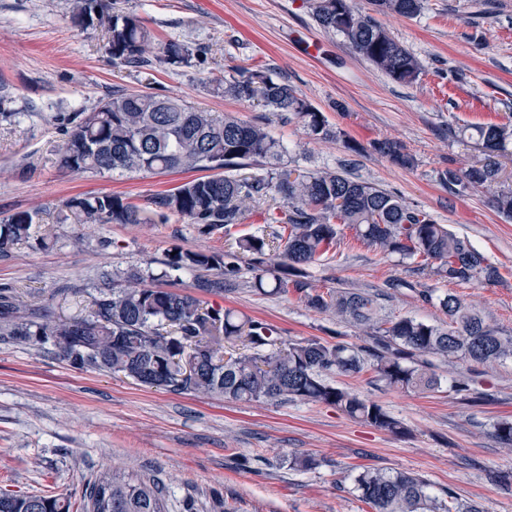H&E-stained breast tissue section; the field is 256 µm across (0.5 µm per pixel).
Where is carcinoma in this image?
I'll list each match as a JSON object with an SVG mask.
<instances>
[{"mask_svg":"<svg viewBox=\"0 0 512 512\" xmlns=\"http://www.w3.org/2000/svg\"><path fill=\"white\" fill-rule=\"evenodd\" d=\"M374 11L415 17L423 0H369ZM312 16L326 32L344 37L349 46L396 83L412 84L422 74L420 61L354 0H310ZM73 19L106 34L103 46L114 67L143 69L152 34L134 14L115 10L113 0H75ZM188 45L170 40L157 60L189 67ZM224 95L257 100L281 120H296L315 141L338 137L323 112L288 83L266 70L245 66L217 82ZM0 85V123L20 116ZM455 136L481 146L484 158L465 168H449L440 181L453 195L492 188L500 183L496 157L512 152V124H479ZM376 154L408 168L413 157L391 139L372 144ZM59 165L73 174L130 176L140 173L200 172L196 177L151 200L152 210L118 195L87 193L62 203L60 220L80 224H143L155 215L175 214L197 226L202 235L229 232L250 208L279 197L286 210L270 214L269 236L241 235L226 251L176 250L167 255L166 270L212 271L196 287L210 294L224 292V282L249 258L253 287L264 294L293 290L321 313L356 326L367 344L355 347L336 335L285 342L267 322L238 315L221 306H205L178 289L150 286L157 279L148 270L126 272L123 283L106 274L91 295L84 317L41 321L35 310L11 288H0V338L18 344L51 345L76 369L123 375L148 388L178 394L222 396L253 403L301 399L332 405L352 419L396 434L401 422L379 404L332 385L330 374L355 375L369 366L390 388L431 392L440 387L434 360H461L479 367L512 360V334L501 331L460 296H433L402 278L381 290L332 288L318 291L305 280V266L340 243L344 230L387 256L410 260L418 275H432L452 284H490L498 267L424 209L373 183L328 170L279 168L283 148L260 122L233 116L219 120L185 100L145 90L116 88L89 112H80L57 144ZM268 164L264 174L238 171ZM496 210L512 220V187L493 195ZM37 212L23 211L0 221V259L31 239ZM403 288L418 291L438 307L445 320L429 323L415 317L380 315V300ZM494 438L512 449V421L494 424ZM360 498L374 512H483L474 501L462 503L453 492L438 498L428 484L404 471L366 468L355 476ZM86 512H165L163 490L138 474L102 472L83 489ZM71 496L1 493L0 512H71Z\"/></svg>","mask_w":512,"mask_h":512,"instance_id":"carcinoma-1","label":"carcinoma"}]
</instances>
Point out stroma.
<instances>
[{"label":"stroma","instance_id":"1","mask_svg":"<svg viewBox=\"0 0 512 512\" xmlns=\"http://www.w3.org/2000/svg\"><path fill=\"white\" fill-rule=\"evenodd\" d=\"M162 41L203 46L194 66L164 64L135 72L107 60L102 31L72 19L71 0H0V83L20 113L0 126V219L38 211L36 238L0 260V288L15 289L37 314L66 319L84 314L102 271L160 273L174 248L224 251L229 239L272 232L276 201L247 212L230 235H200L179 216L151 224H60L66 199L119 194L139 205L188 181V174L112 177L72 174L59 167L58 117L91 109L113 88L158 91L244 122L264 118L282 142L289 166L345 171L433 213L470 240L502 276L500 283L448 284L414 277L398 261L352 238L306 269L317 290L375 289L391 277L463 297L486 319L512 332V222L486 192L449 194L441 171L478 159L475 144L449 137V128L512 122V0H424L413 18L378 14V21L423 66L415 83L393 82L342 37L314 21L305 0H117ZM238 66L270 70L321 112L336 130L362 145L308 141L301 124L286 123L249 100L218 93L215 79ZM402 143L414 164L401 168L370 152L373 141ZM196 277L175 272L160 287L195 292L208 303L272 324L283 340L340 334L364 344L357 329L316 312L296 292L262 295L248 270L223 295L195 290ZM438 390L385 386L372 369L332 374L331 384L381 405L405 436L367 426L336 407L302 400L228 402L221 397L149 389L135 381L73 368L49 345L0 341V491L68 492L80 497L95 473L129 467L159 480L167 512H372L354 488L357 467L413 472L431 495L454 492L484 512H512V490L491 481L512 475V450L493 437L494 423L512 418V361L484 368L474 402L449 389L467 364L440 363ZM295 456L313 468L292 465Z\"/></svg>","mask_w":512,"mask_h":512}]
</instances>
